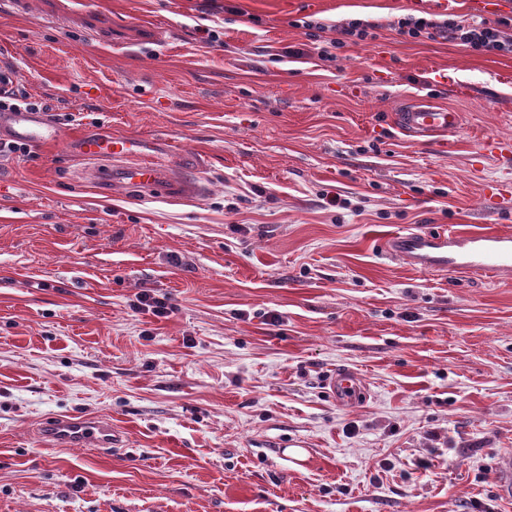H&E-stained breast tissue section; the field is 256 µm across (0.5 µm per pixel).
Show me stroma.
I'll return each mask as SVG.
<instances>
[{"label": "stroma", "instance_id": "obj_1", "mask_svg": "<svg viewBox=\"0 0 512 512\" xmlns=\"http://www.w3.org/2000/svg\"><path fill=\"white\" fill-rule=\"evenodd\" d=\"M426 13L476 18L468 0H0V57L67 132L166 138L207 187L146 200L59 147L0 157V512H512V282L382 246L512 232L484 201L512 160L481 152L512 138V55L395 31ZM306 16L379 29L324 61ZM415 97L460 127L399 132ZM341 368L364 386L350 405L326 386ZM60 416L122 442L51 445Z\"/></svg>", "mask_w": 512, "mask_h": 512}]
</instances>
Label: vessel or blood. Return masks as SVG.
I'll use <instances>...</instances> for the list:
<instances>
[{
  "instance_id": "1",
  "label": "vessel or blood",
  "mask_w": 512,
  "mask_h": 512,
  "mask_svg": "<svg viewBox=\"0 0 512 512\" xmlns=\"http://www.w3.org/2000/svg\"><path fill=\"white\" fill-rule=\"evenodd\" d=\"M399 130L415 137L445 135L462 122L460 112L424 100H413L395 114ZM0 140L33 145H62L63 149L93 163L89 182L107 191L115 185L144 195L196 198L206 187L194 177L198 161L182 159V173H170L165 157L167 139L119 137L112 134H65L63 127L43 112H0ZM385 251L406 267L424 273L479 275L494 281L512 278V232L493 228L447 230L429 227L404 230L388 237ZM359 384L356 374L341 370L328 380L337 398H348ZM44 434L54 445L71 444L112 447L117 436L111 423L95 417H55L44 425Z\"/></svg>"
}]
</instances>
